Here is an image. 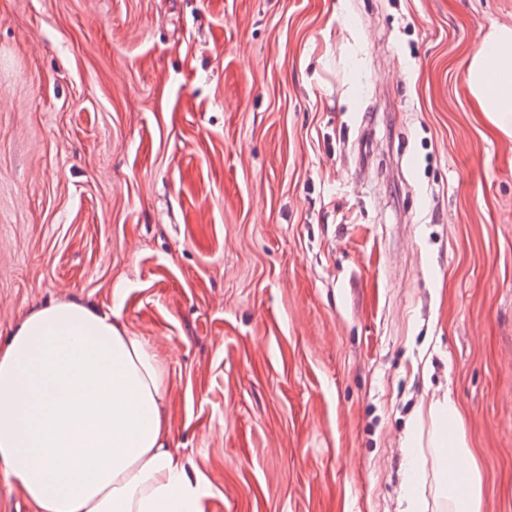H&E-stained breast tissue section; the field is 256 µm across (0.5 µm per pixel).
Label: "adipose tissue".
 Listing matches in <instances>:
<instances>
[{
  "instance_id": "ef3b65f1",
  "label": "adipose tissue",
  "mask_w": 512,
  "mask_h": 512,
  "mask_svg": "<svg viewBox=\"0 0 512 512\" xmlns=\"http://www.w3.org/2000/svg\"><path fill=\"white\" fill-rule=\"evenodd\" d=\"M465 83L512 140V24L478 34ZM167 397L165 360L118 315L74 300L46 304L0 347V466L33 512H206L210 483L173 451ZM419 421L426 431L406 437L405 512H482V476L468 461L456 401L430 399Z\"/></svg>"
}]
</instances>
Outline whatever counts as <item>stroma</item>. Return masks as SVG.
I'll return each mask as SVG.
<instances>
[{
    "instance_id": "stroma-1",
    "label": "stroma",
    "mask_w": 512,
    "mask_h": 512,
    "mask_svg": "<svg viewBox=\"0 0 512 512\" xmlns=\"http://www.w3.org/2000/svg\"><path fill=\"white\" fill-rule=\"evenodd\" d=\"M512 0H0V345L79 299L164 357L207 512H403L451 393L512 512ZM467 90L484 117L512 140V24L477 35L465 70Z\"/></svg>"
}]
</instances>
